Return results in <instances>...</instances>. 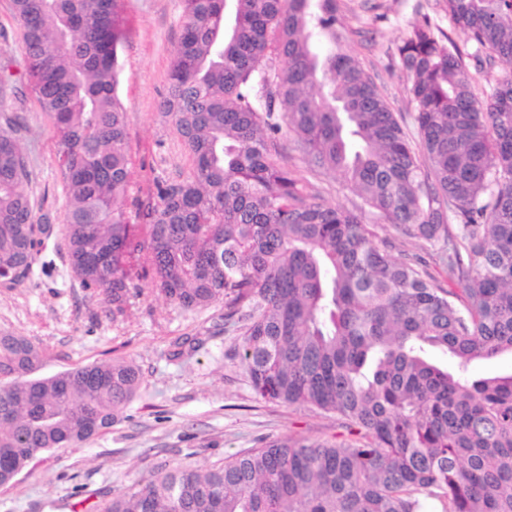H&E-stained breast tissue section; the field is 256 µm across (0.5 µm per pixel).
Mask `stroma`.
<instances>
[{
  "instance_id": "35a3bbf8",
  "label": "stroma",
  "mask_w": 512,
  "mask_h": 512,
  "mask_svg": "<svg viewBox=\"0 0 512 512\" xmlns=\"http://www.w3.org/2000/svg\"><path fill=\"white\" fill-rule=\"evenodd\" d=\"M343 47L373 75L396 111L411 115L395 45L421 14L455 41L465 35L436 0H341ZM126 38L119 49L118 95L127 117L132 186L125 218L143 224L157 182L187 174L189 153L159 103L167 91L173 53L182 35V0H124ZM11 81L0 86V127L20 115L14 134L31 179L25 189L38 213L51 214L46 240L29 278L0 281V332L40 344L42 374L92 362L128 358L139 365L138 397L112 428L82 447L47 452L30 470L0 487V512H95L100 491L118 495L161 465L208 468L266 440L300 435L330 439L341 431L335 417L260 399L241 366L234 333L209 335L223 307L184 313L152 293L136 299L128 319L113 323L106 307L72 274L60 232L66 192L54 154L52 125L33 92L17 95L24 72L21 26L11 0H0V68ZM202 336L203 346L173 360L172 342Z\"/></svg>"
}]
</instances>
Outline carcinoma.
<instances>
[{
    "label": "carcinoma",
    "instance_id": "obj_1",
    "mask_svg": "<svg viewBox=\"0 0 512 512\" xmlns=\"http://www.w3.org/2000/svg\"><path fill=\"white\" fill-rule=\"evenodd\" d=\"M338 2L182 0L160 108L192 168L156 185L138 231L124 219L122 0H11L26 84L53 127L81 287L114 323L141 281L184 312L224 305L255 394L331 414L348 432L275 438L209 469L161 467L128 493L102 494L99 512H512V374L463 377L477 358L512 353V70L491 69L512 63V0H442L491 52L485 99L429 15L396 44L413 131L342 49ZM18 122L0 128V278L10 283L54 232L25 190ZM285 132L361 204L323 202L288 166ZM377 221L425 241L427 256L376 243ZM41 367L31 340L0 333V487L38 455L112 427L142 384L128 360L50 376Z\"/></svg>",
    "mask_w": 512,
    "mask_h": 512
}]
</instances>
